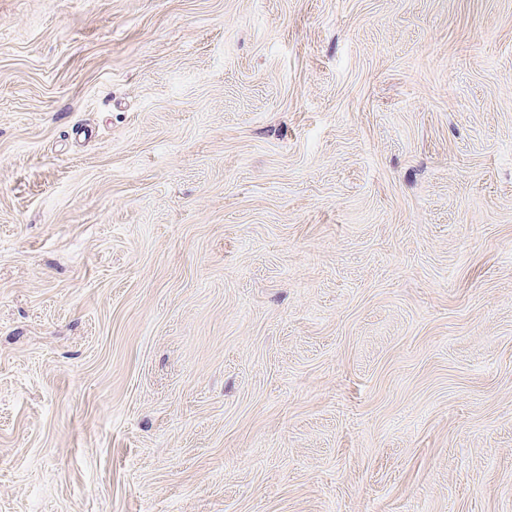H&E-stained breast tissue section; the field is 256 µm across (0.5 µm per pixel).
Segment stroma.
Masks as SVG:
<instances>
[{"label": "stroma", "mask_w": 512, "mask_h": 512, "mask_svg": "<svg viewBox=\"0 0 512 512\" xmlns=\"http://www.w3.org/2000/svg\"><path fill=\"white\" fill-rule=\"evenodd\" d=\"M0 512H512V0H0Z\"/></svg>", "instance_id": "stroma-1"}]
</instances>
